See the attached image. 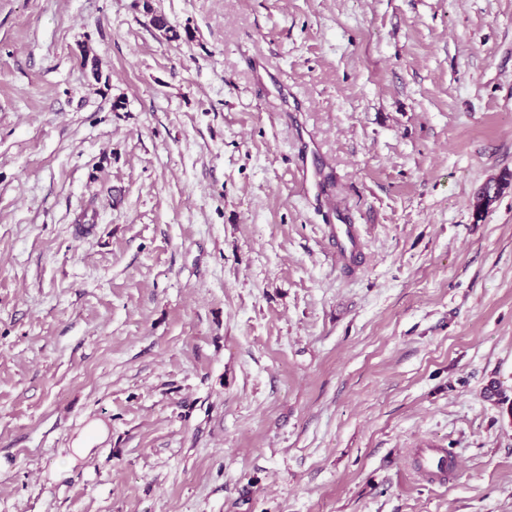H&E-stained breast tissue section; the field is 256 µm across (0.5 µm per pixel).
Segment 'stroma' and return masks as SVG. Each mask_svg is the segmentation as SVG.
<instances>
[{"label":"stroma","instance_id":"35a3bbf8","mask_svg":"<svg viewBox=\"0 0 512 512\" xmlns=\"http://www.w3.org/2000/svg\"><path fill=\"white\" fill-rule=\"evenodd\" d=\"M506 173L512 0H0V512H512ZM512 175H504L497 180L486 183L481 191L475 197L474 209L476 213H483L487 209V204L494 201L497 196L510 185ZM332 239L336 247V263L350 266L359 254L357 231L353 224H336L332 228ZM420 475L431 482H444L448 478V457L435 448L422 454Z\"/></svg>","mask_w":512,"mask_h":512}]
</instances>
